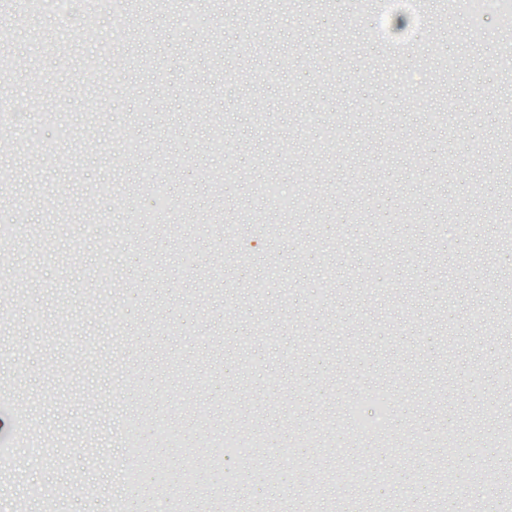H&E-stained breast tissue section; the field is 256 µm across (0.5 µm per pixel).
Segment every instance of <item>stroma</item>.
Segmentation results:
<instances>
[{
	"mask_svg": "<svg viewBox=\"0 0 512 512\" xmlns=\"http://www.w3.org/2000/svg\"><path fill=\"white\" fill-rule=\"evenodd\" d=\"M264 2L194 0L187 16L172 0L137 14L72 0L67 26L19 13L10 52L25 66L0 82V135L41 152L0 153L14 233L0 283L18 293L0 325L15 378L0 402L6 512H117L111 462L147 413L142 482L197 467L180 512H512V29L428 0L448 26L388 57L415 22L404 6L383 39L360 0H288L252 32ZM99 51L88 75L79 57ZM445 102L447 125L430 123ZM273 183L302 190L297 210ZM144 213L155 230L127 235ZM373 224L390 237L369 238ZM373 393L389 400L381 435L344 407ZM243 436L268 455L225 453ZM448 468L461 496L436 494Z\"/></svg>",
	"mask_w": 512,
	"mask_h": 512,
	"instance_id": "1",
	"label": "stroma"
}]
</instances>
